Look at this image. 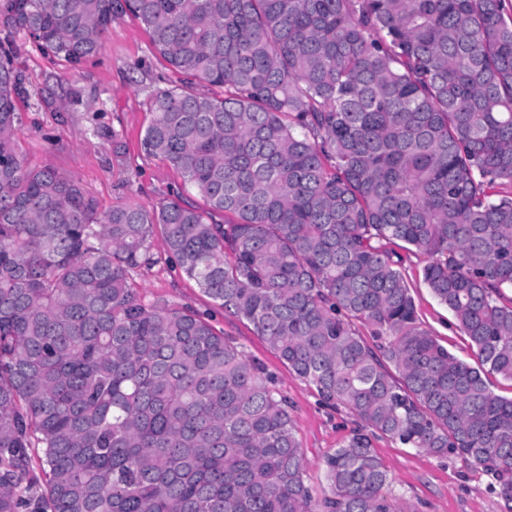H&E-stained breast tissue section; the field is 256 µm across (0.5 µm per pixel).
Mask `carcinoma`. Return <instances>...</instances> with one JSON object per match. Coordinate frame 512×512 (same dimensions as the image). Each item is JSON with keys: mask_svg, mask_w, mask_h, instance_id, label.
<instances>
[{"mask_svg": "<svg viewBox=\"0 0 512 512\" xmlns=\"http://www.w3.org/2000/svg\"><path fill=\"white\" fill-rule=\"evenodd\" d=\"M71 64L129 14L179 84L142 147L202 199L98 213L18 150L0 48V512H404L386 436L512 501V9L505 0H0ZM224 90L217 97L205 90ZM224 214L220 224L214 217ZM170 257L358 427L316 500L288 400L204 317L144 303ZM475 348L424 329L392 246ZM372 328L371 346L358 325ZM41 450L44 483L29 449Z\"/></svg>", "mask_w": 512, "mask_h": 512, "instance_id": "1", "label": "carcinoma"}]
</instances>
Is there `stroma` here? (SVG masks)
Listing matches in <instances>:
<instances>
[{
    "label": "stroma",
    "instance_id": "stroma-1",
    "mask_svg": "<svg viewBox=\"0 0 512 512\" xmlns=\"http://www.w3.org/2000/svg\"><path fill=\"white\" fill-rule=\"evenodd\" d=\"M0 45L11 49L14 65L25 78L27 93L17 107L20 145L30 165L72 176L103 212L130 202L149 209L179 196L197 201L180 173L141 147L150 97L168 87L174 75L153 55L149 36L137 20L114 18L101 52L76 66L44 54L33 39L1 18ZM151 251L153 263L131 277L141 299H164L194 310L265 366L292 405L307 480L316 494H323L328 489L324 458L349 436L353 417L325 403L314 387L292 374L250 323L226 315L183 274L161 237H153ZM427 263L426 255L408 253L402 267L422 326L458 358L477 363L457 320L425 284ZM373 447L408 512H512L492 477L462 458L420 454L384 436L375 437Z\"/></svg>",
    "mask_w": 512,
    "mask_h": 512
}]
</instances>
